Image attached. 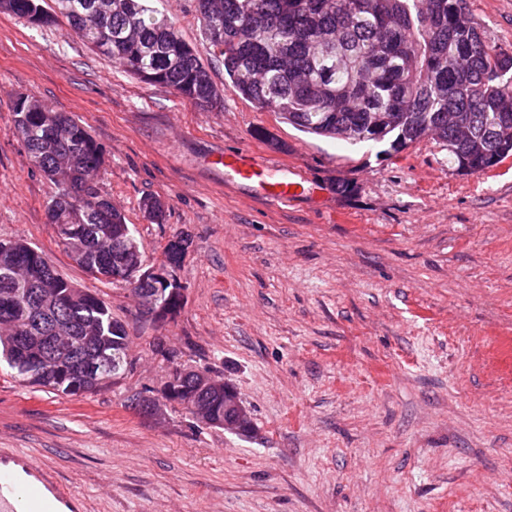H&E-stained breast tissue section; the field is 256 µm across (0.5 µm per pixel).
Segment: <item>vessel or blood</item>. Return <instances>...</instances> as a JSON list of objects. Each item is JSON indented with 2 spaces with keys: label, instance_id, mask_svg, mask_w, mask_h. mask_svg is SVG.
<instances>
[{
  "label": "vessel or blood",
  "instance_id": "vessel-or-blood-1",
  "mask_svg": "<svg viewBox=\"0 0 512 512\" xmlns=\"http://www.w3.org/2000/svg\"><path fill=\"white\" fill-rule=\"evenodd\" d=\"M223 165L237 181L261 184L266 196L275 201L294 197L300 188L296 181H268L267 167L243 152ZM0 512H86V501L29 454L0 448Z\"/></svg>",
  "mask_w": 512,
  "mask_h": 512
}]
</instances>
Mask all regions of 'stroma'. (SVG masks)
Masks as SVG:
<instances>
[{
    "mask_svg": "<svg viewBox=\"0 0 512 512\" xmlns=\"http://www.w3.org/2000/svg\"><path fill=\"white\" fill-rule=\"evenodd\" d=\"M151 6L223 86L196 0ZM467 7L512 53V0ZM23 96L103 147L98 185L148 264L189 234L174 321L142 319L127 286L90 277L59 244L56 187L14 132ZM244 151L303 194L278 203L233 180L218 159ZM148 195L165 203L161 223L140 208ZM15 240L103 298L129 336L131 372L94 393L38 391L0 367V448L51 468L89 512H512V156L462 174L435 141L393 153L317 137L229 89L203 111L114 67L66 22L0 13V241ZM178 366L234 385L253 432L169 402L143 412Z\"/></svg>",
    "mask_w": 512,
    "mask_h": 512,
    "instance_id": "35a3bbf8",
    "label": "stroma"
}]
</instances>
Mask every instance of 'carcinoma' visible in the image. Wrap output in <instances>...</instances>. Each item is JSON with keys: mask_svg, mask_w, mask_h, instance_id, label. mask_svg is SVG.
Segmentation results:
<instances>
[{"mask_svg": "<svg viewBox=\"0 0 512 512\" xmlns=\"http://www.w3.org/2000/svg\"><path fill=\"white\" fill-rule=\"evenodd\" d=\"M0 0V12L35 27L64 17L71 33L130 76L161 85L208 111L222 101L210 68L174 22L146 0ZM201 33L224 65L225 82L258 108L299 130L356 145L373 141L399 153L434 129L457 170L477 174L512 155V54L490 46L466 0H197ZM14 130L33 164L52 181L49 222L73 261L96 280L114 281L133 257L146 262L125 215L89 172L104 151L66 112L22 97ZM141 209L161 221L165 205L146 196ZM191 245L168 240L163 261L179 267ZM21 336H69L49 370L0 334V358L19 381L63 395L114 384L112 361L128 346L125 326L99 297L63 277L46 254L24 241L0 242V323ZM89 361L96 374L84 372ZM188 409L190 369H176Z\"/></svg>", "mask_w": 512, "mask_h": 512, "instance_id": "cac0c4a2", "label": "carcinoma"}]
</instances>
